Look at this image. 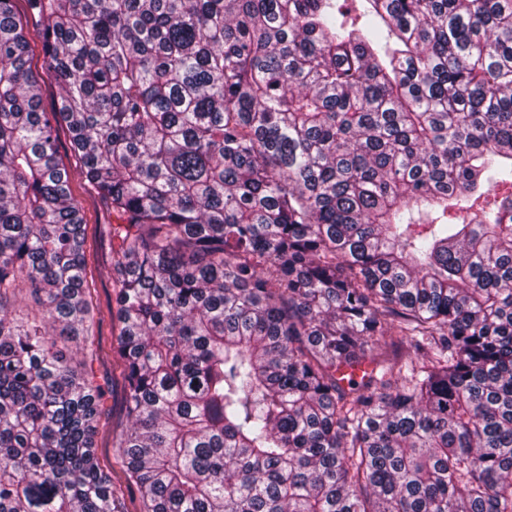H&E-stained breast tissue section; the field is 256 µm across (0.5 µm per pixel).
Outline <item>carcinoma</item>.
Returning <instances> with one entry per match:
<instances>
[{
    "label": "carcinoma",
    "instance_id": "1",
    "mask_svg": "<svg viewBox=\"0 0 512 512\" xmlns=\"http://www.w3.org/2000/svg\"><path fill=\"white\" fill-rule=\"evenodd\" d=\"M27 4L82 164L0 0V512H128L73 179L140 512H512V0ZM72 194L82 207L88 224L90 295L94 308L102 319L103 346L109 349L112 344V308L114 307L112 245L104 230L105 224H108L110 219L109 210L107 204L87 184L73 182ZM95 377L104 390L107 409L99 425L96 435L97 453L105 471L113 470L117 477L120 467V449L112 447V436L124 425L123 401L124 388L119 377V369L112 365V357H104L94 363Z\"/></svg>",
    "mask_w": 512,
    "mask_h": 512
}]
</instances>
